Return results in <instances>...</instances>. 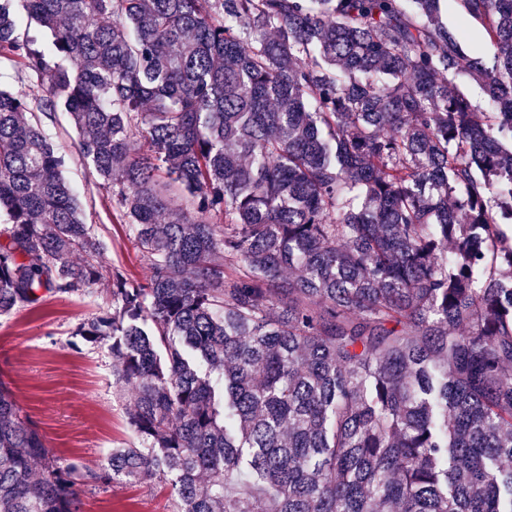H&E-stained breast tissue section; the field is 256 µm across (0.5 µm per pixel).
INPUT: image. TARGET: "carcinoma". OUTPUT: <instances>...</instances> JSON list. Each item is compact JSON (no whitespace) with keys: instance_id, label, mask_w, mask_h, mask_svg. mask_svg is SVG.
Instances as JSON below:
<instances>
[{"instance_id":"1","label":"carcinoma","mask_w":512,"mask_h":512,"mask_svg":"<svg viewBox=\"0 0 512 512\" xmlns=\"http://www.w3.org/2000/svg\"><path fill=\"white\" fill-rule=\"evenodd\" d=\"M440 2L0 0V316L102 279L59 112L151 268L75 330L138 445L85 471L0 381V512H74L81 476L174 512H512V0H457L488 63ZM441 6L443 19L448 28L456 33L464 30L459 39L468 54L472 57L489 58L493 53L492 47L483 38L477 26L463 19L457 3L454 0H442Z\"/></svg>"}]
</instances>
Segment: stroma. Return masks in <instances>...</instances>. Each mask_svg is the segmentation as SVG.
Instances as JSON below:
<instances>
[{"label":"stroma","mask_w":512,"mask_h":512,"mask_svg":"<svg viewBox=\"0 0 512 512\" xmlns=\"http://www.w3.org/2000/svg\"><path fill=\"white\" fill-rule=\"evenodd\" d=\"M449 29L458 32L470 56L489 58L493 50L479 28L460 14L455 0H441ZM68 163L63 171L83 210L105 244V272L120 269L143 280L150 265L132 229L113 221L112 206L96 173L79 155L80 138L65 115L50 128ZM107 281L69 295H46L0 318V381L7 383L22 413L38 427L51 451L95 469L111 449L137 443L126 409L130 395L116 387L106 346L75 342L76 327L112 300ZM174 496L156 478L81 486L77 512H173Z\"/></svg>","instance_id":"1"}]
</instances>
